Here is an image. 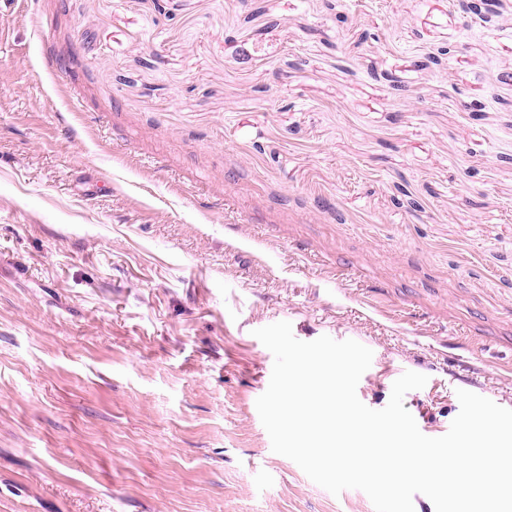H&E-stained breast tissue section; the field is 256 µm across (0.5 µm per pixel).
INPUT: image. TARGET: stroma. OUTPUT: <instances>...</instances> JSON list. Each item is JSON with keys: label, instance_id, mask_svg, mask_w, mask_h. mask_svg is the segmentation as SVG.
Masks as SVG:
<instances>
[{"label": "stroma", "instance_id": "obj_1", "mask_svg": "<svg viewBox=\"0 0 512 512\" xmlns=\"http://www.w3.org/2000/svg\"><path fill=\"white\" fill-rule=\"evenodd\" d=\"M0 512H375L274 453L286 321L447 433L512 409V11L0 0ZM482 106L481 114L468 109Z\"/></svg>", "mask_w": 512, "mask_h": 512}]
</instances>
